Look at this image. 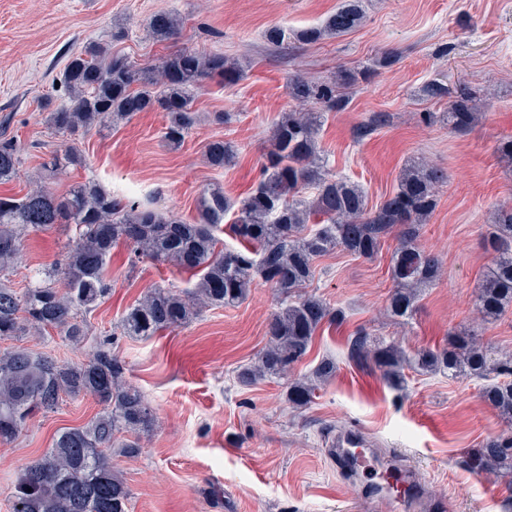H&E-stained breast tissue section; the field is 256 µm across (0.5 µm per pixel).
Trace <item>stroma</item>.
I'll use <instances>...</instances> for the list:
<instances>
[{"instance_id": "obj_1", "label": "stroma", "mask_w": 512, "mask_h": 512, "mask_svg": "<svg viewBox=\"0 0 512 512\" xmlns=\"http://www.w3.org/2000/svg\"><path fill=\"white\" fill-rule=\"evenodd\" d=\"M339 3L0 0V122L23 149L19 173L0 183V195L20 198L45 186L62 196L92 181L112 195L193 221L204 190L218 186L238 201L256 188L274 125L302 109L288 94L291 75L328 81L385 51L394 52V61L348 87L342 107L322 117L318 141L327 169L358 183L371 208L396 190L409 164L427 163L446 177L417 237L422 250L438 257L441 274L420 293L413 317L403 324L387 310L403 225L391 228L373 257L340 247L316 257L307 291L341 318L317 332L289 377L250 385L236 379L264 349L267 324L280 308L274 288L259 278L238 305L203 309L188 324L149 338L123 335V315L148 291L196 283L174 265L136 258L125 242L109 260L111 294L84 316L90 336L82 344L53 330L0 340V351L24 348L61 363L86 361L97 342H111L125 380L142 390L155 417L138 456L112 452L131 491L129 512H401L392 499L363 494L329 459L333 436L351 429L417 470L430 492L418 512H436L437 497L445 499V512H504L512 501L505 478L464 465L487 439L512 434V423L484 399V380L416 368L407 370L404 387L394 388L372 361L350 355L362 329L374 342L399 341L411 357L445 346L463 330L512 356V310L485 323L474 306L475 287L494 266L485 240L492 213L512 205V161L498 151L512 139V0H367L366 19L354 31L315 44L296 40V31L322 24ZM163 12L177 15L180 30L156 42L144 24ZM273 25L288 28V42L267 43L264 32ZM118 31L122 39L113 40ZM91 40L111 42L144 67L186 49L237 60L244 72L238 81L214 79L198 90V121L177 149L161 140L166 118L158 109L85 134L56 133L39 103H68L62 69ZM435 79L453 92L477 90L471 129L455 131L437 120L444 105L424 93ZM215 112L228 122L212 123ZM214 140L236 148L221 168L205 156ZM69 148L83 156V165L55 175L44 170L53 152ZM74 233L71 224L27 232L20 257L0 280L20 291L45 269L63 267ZM327 358L335 374L319 384L307 407L292 408L290 382L310 376ZM100 410L92 396H67L57 412L35 415L17 440L0 443V512H11L21 468L47 451L60 429L82 426Z\"/></svg>"}]
</instances>
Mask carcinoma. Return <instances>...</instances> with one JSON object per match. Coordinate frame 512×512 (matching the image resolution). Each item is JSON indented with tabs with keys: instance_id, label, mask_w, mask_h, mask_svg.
Segmentation results:
<instances>
[{
	"instance_id": "carcinoma-1",
	"label": "carcinoma",
	"mask_w": 512,
	"mask_h": 512,
	"mask_svg": "<svg viewBox=\"0 0 512 512\" xmlns=\"http://www.w3.org/2000/svg\"><path fill=\"white\" fill-rule=\"evenodd\" d=\"M364 15L365 0H342L323 24L297 32L296 38L310 44L342 36L354 30ZM179 28L180 20L164 13L151 18L145 31L155 41H167ZM368 71L367 66L359 72H342L333 82L293 76L291 98L311 104L312 109L288 112L276 123L261 180L249 196L236 203L221 189H208L197 202L194 222L126 201L93 182L77 185L63 197L43 186L22 198L0 196V275L20 256L25 232L55 224L75 225L62 281L48 274L22 294L0 286V340L51 328L79 343L87 325L77 317L110 294L107 263L112 247L125 241L133 246L135 256L171 263L198 280L187 292L152 289L124 316L123 333L153 336L186 324L206 307L234 306L246 299L259 276L277 290L281 307L268 323L265 348L253 365L239 372L238 379L247 385L263 377H285L307 353L323 323L340 316L322 299L303 292L313 278V260L338 246L371 257L395 224L404 225L405 232L392 258L396 288L388 311L393 317L409 319L419 289L440 272L437 257L420 251L416 237L418 226L436 207L444 173L427 164L406 167L397 190L372 210L357 184L326 171L317 140L322 111L343 102L336 85L353 84ZM241 73L242 66L235 60L186 50L169 54L155 72L112 53L110 44L92 41L71 56L64 68L61 83L69 94V105L54 108L46 100L41 109L49 128L75 135L106 120H129L157 107L167 118L162 140L176 148L197 122L194 91L207 80L224 81ZM472 101L467 87L448 100L445 116L451 128L463 131L475 122ZM234 155L235 146L222 140L209 143L206 149L208 162L216 168L224 167ZM20 163L17 140L1 132L0 181L11 180ZM82 163L80 154L67 150L52 154L43 168L55 172ZM310 187L316 190L311 199L304 196ZM234 207L237 216L232 228L241 247L228 248L220 245L214 229ZM312 219L318 228L307 233L306 224ZM489 244L495 266L475 295V306L485 321L512 308V206L496 209ZM351 353L372 359L388 384H404L403 370L410 361L398 343H373L362 335L354 339ZM415 364L478 378L512 374V358L500 360L472 332L451 336L446 349L420 353ZM123 374L108 341L99 344L91 359L68 365L26 350L0 353V442L15 439L34 414L57 412L64 394H90L103 406L86 425L58 433L52 448L21 470L11 512H126L130 491L117 475L109 450L116 433L125 431L132 439L122 444L124 453L138 454L140 436L152 431L154 417L143 392L125 381ZM314 390V384L295 380L287 401L294 408L305 407ZM484 397L501 416L512 419V382L490 387ZM510 458L512 435H501L483 443L470 456L468 467L475 473H497L508 470Z\"/></svg>"
}]
</instances>
